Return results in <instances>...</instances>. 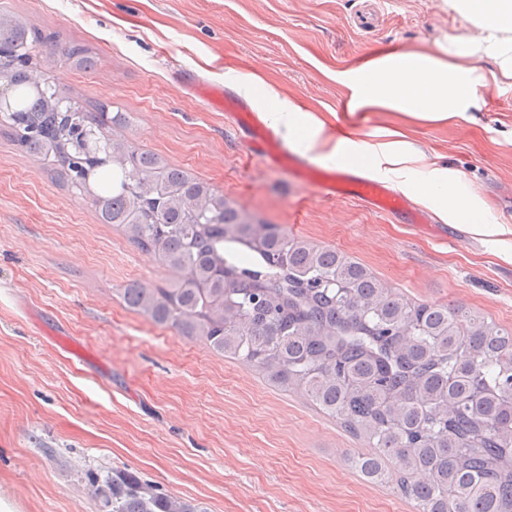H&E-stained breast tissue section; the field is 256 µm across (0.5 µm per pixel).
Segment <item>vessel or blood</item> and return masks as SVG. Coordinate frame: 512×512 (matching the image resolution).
I'll return each instance as SVG.
<instances>
[{
    "mask_svg": "<svg viewBox=\"0 0 512 512\" xmlns=\"http://www.w3.org/2000/svg\"><path fill=\"white\" fill-rule=\"evenodd\" d=\"M224 108L226 111L239 114L242 129L249 133L252 143L270 165L288 167L297 176L314 180L326 197L357 199L393 214L403 223H424V216L409 208L404 192L398 187L362 176L349 169L314 174L305 159L290 151L287 145L276 142L274 131L238 98L225 96Z\"/></svg>",
    "mask_w": 512,
    "mask_h": 512,
    "instance_id": "vessel-or-blood-1",
    "label": "vessel or blood"
}]
</instances>
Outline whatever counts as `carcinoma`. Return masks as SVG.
<instances>
[{
	"mask_svg": "<svg viewBox=\"0 0 512 512\" xmlns=\"http://www.w3.org/2000/svg\"><path fill=\"white\" fill-rule=\"evenodd\" d=\"M40 48L79 69L95 59L42 38L0 12V128L56 178L83 192L102 224L122 229L170 272L162 286L132 283L127 305L298 391L369 450L349 459L417 512H512V331L457 303L416 305L381 286L347 254L259 224L211 184L137 149L69 95L31 78ZM99 133V153L84 132ZM258 256L242 266L238 250ZM207 279V295L188 279ZM99 512H203L132 472L93 481Z\"/></svg>",
	"mask_w": 512,
	"mask_h": 512,
	"instance_id": "cac0c4a2",
	"label": "carcinoma"
}]
</instances>
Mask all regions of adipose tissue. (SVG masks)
I'll return each mask as SVG.
<instances>
[{
	"label": "adipose tissue",
	"instance_id": "ef3b65f1",
	"mask_svg": "<svg viewBox=\"0 0 512 512\" xmlns=\"http://www.w3.org/2000/svg\"><path fill=\"white\" fill-rule=\"evenodd\" d=\"M469 33L424 50H396L330 72L349 90L351 111L403 112L422 122L469 121L481 108L482 92L500 78H512V0H448ZM244 94L260 89L270 105L262 118L290 145L323 163L349 166L384 177L411 193L445 224L463 225L474 239L512 237V225L498 223L488 203L467 189L456 170L430 161L399 129H376L371 139L339 137L330 115L312 112L293 98L280 97L260 79L242 78Z\"/></svg>",
	"mask_w": 512,
	"mask_h": 512
}]
</instances>
